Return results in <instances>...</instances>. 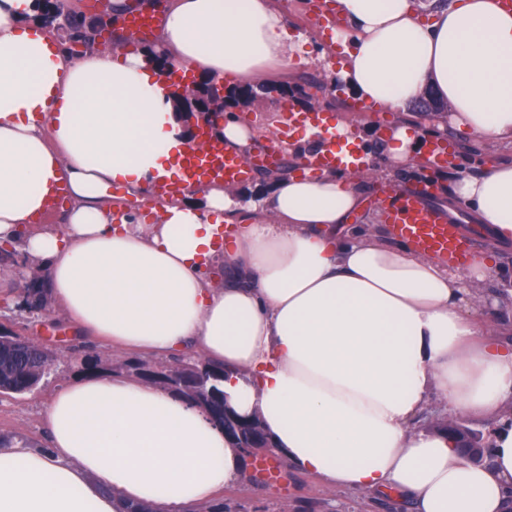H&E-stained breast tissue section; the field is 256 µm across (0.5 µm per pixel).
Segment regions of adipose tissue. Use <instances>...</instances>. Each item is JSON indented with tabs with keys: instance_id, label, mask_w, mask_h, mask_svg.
<instances>
[{
	"instance_id": "obj_1",
	"label": "adipose tissue",
	"mask_w": 512,
	"mask_h": 512,
	"mask_svg": "<svg viewBox=\"0 0 512 512\" xmlns=\"http://www.w3.org/2000/svg\"><path fill=\"white\" fill-rule=\"evenodd\" d=\"M334 7L348 22L334 32L336 76L360 103L403 112L429 91L444 124L512 145V7ZM45 12L43 0H0V243L44 269L65 320L117 350L223 366L227 406L259 416L275 453L327 487L414 512H512V339L484 315L512 311V289L489 287L512 248V164L455 183L489 242L461 271L354 223L358 177L332 170L252 195L190 185L154 223L118 219L113 184L136 195L177 180V154L198 145L167 68L258 84L305 43L273 0H166V67L109 48L67 59ZM212 135L244 156L255 132L235 113ZM61 186L65 225L22 236ZM460 417L492 422L484 463L450 431ZM43 430V448L0 447V512H202L243 467L201 408L132 378L58 387Z\"/></svg>"
}]
</instances>
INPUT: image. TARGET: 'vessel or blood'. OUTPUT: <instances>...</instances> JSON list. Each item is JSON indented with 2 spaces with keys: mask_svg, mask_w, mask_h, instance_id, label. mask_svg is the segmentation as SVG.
I'll list each match as a JSON object with an SVG mask.
<instances>
[{
  "mask_svg": "<svg viewBox=\"0 0 512 512\" xmlns=\"http://www.w3.org/2000/svg\"><path fill=\"white\" fill-rule=\"evenodd\" d=\"M304 120L320 131V146L304 160V168L357 169L367 165L368 156L361 144L341 140L335 128L326 125L319 113L305 115ZM277 153L276 143L264 144L247 162L222 143L213 141L206 150L182 155L180 165L185 183L229 185L246 180L253 165L272 162ZM383 208L393 235L415 252L448 260L457 267L469 263L471 241L461 235L458 224L425 203L420 193L393 192L385 197Z\"/></svg>",
  "mask_w": 512,
  "mask_h": 512,
  "instance_id": "obj_1",
  "label": "vessel or blood"
}]
</instances>
